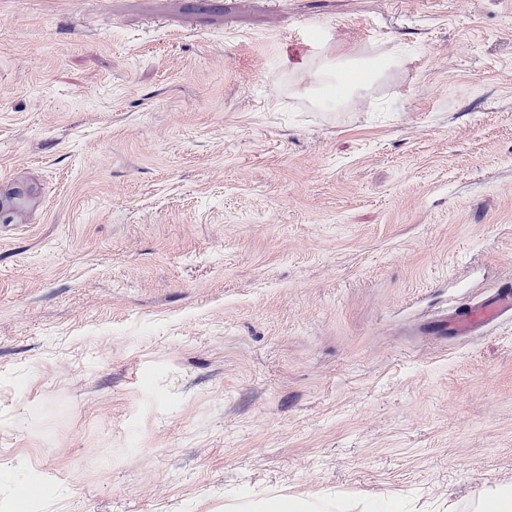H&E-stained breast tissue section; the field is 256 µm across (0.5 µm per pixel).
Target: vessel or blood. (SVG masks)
Returning a JSON list of instances; mask_svg holds the SVG:
<instances>
[{"label": "vessel or blood", "mask_w": 512, "mask_h": 512, "mask_svg": "<svg viewBox=\"0 0 512 512\" xmlns=\"http://www.w3.org/2000/svg\"><path fill=\"white\" fill-rule=\"evenodd\" d=\"M507 314L512 315V280L502 282L488 300L455 307L436 326L453 338L475 336Z\"/></svg>", "instance_id": "1"}]
</instances>
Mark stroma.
Listing matches in <instances>:
<instances>
[{
	"mask_svg": "<svg viewBox=\"0 0 512 512\" xmlns=\"http://www.w3.org/2000/svg\"><path fill=\"white\" fill-rule=\"evenodd\" d=\"M505 278L512 0H0V512H469ZM506 314L512 315V280L509 279L497 287L490 299L461 304L438 320L433 327L452 338L476 336ZM256 512H308L315 511L312 503H300L288 497H274L261 503Z\"/></svg>",
	"mask_w": 512,
	"mask_h": 512,
	"instance_id": "1",
	"label": "stroma"
}]
</instances>
